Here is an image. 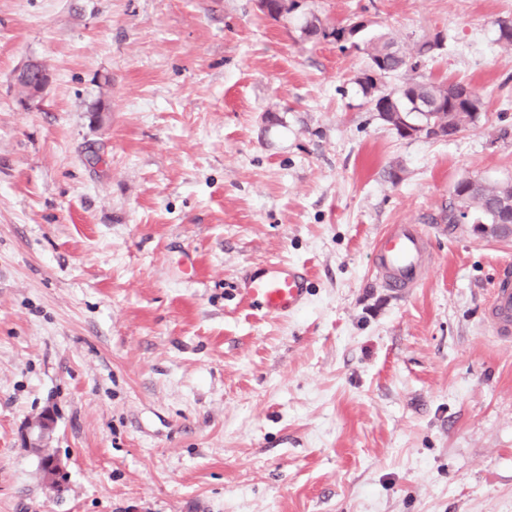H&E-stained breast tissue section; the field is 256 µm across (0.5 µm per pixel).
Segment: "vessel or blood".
<instances>
[{
	"label": "vessel or blood",
	"instance_id": "obj_1",
	"mask_svg": "<svg viewBox=\"0 0 512 512\" xmlns=\"http://www.w3.org/2000/svg\"><path fill=\"white\" fill-rule=\"evenodd\" d=\"M374 253L378 278L397 295L416 288L429 268L428 240L418 224H398L384 231L375 241ZM307 283L306 274L298 266L280 260L255 266L245 287L262 311L282 315L304 305ZM488 321L499 337H512L511 272H504L490 293Z\"/></svg>",
	"mask_w": 512,
	"mask_h": 512
}]
</instances>
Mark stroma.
<instances>
[{"instance_id": "1", "label": "stroma", "mask_w": 512, "mask_h": 512, "mask_svg": "<svg viewBox=\"0 0 512 512\" xmlns=\"http://www.w3.org/2000/svg\"><path fill=\"white\" fill-rule=\"evenodd\" d=\"M295 3L0 0V512H512V239L448 222L461 179L512 181V0ZM313 17L442 33L381 87L468 82L477 120L399 135ZM396 224L432 256L404 296L374 268ZM266 260L307 270L300 310L252 306ZM488 321L499 337L507 340L512 338V274L510 270L503 273L491 290Z\"/></svg>"}]
</instances>
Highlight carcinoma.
<instances>
[{
  "label": "carcinoma",
  "mask_w": 512,
  "mask_h": 512,
  "mask_svg": "<svg viewBox=\"0 0 512 512\" xmlns=\"http://www.w3.org/2000/svg\"><path fill=\"white\" fill-rule=\"evenodd\" d=\"M364 30L365 24L362 22H351L328 30L321 26L317 18L307 21L303 28L307 36L320 34L324 38L331 37L338 42H348L366 52L368 69L358 78V84L365 96L370 98L373 110L401 112L433 124L450 123L458 133L465 129L466 123L476 118L481 100L468 83L449 82L437 85L424 81H410L390 91L380 90V83L384 78L403 69H413L418 66V62H413L411 58L403 55L389 38H363ZM503 201L512 202V182L495 184L465 178L454 187L452 199L448 204V222L458 223L455 212L462 209L464 223L492 224L494 220L491 219V215Z\"/></svg>",
  "instance_id": "obj_1"
}]
</instances>
